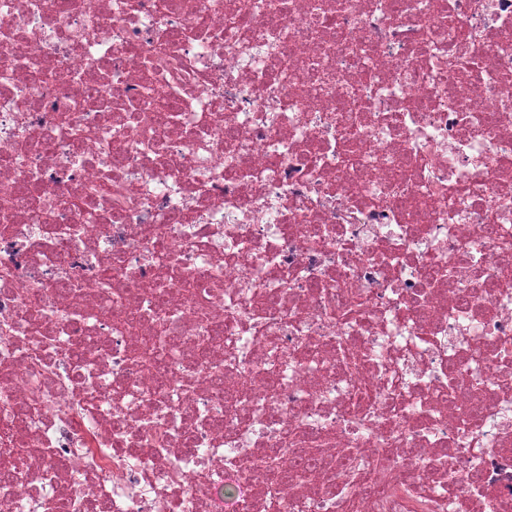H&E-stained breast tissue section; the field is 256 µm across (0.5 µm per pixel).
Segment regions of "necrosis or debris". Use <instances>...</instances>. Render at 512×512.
<instances>
[{
    "label": "necrosis or debris",
    "instance_id": "4bbe7bcc",
    "mask_svg": "<svg viewBox=\"0 0 512 512\" xmlns=\"http://www.w3.org/2000/svg\"><path fill=\"white\" fill-rule=\"evenodd\" d=\"M56 2L0 0V512H512V0Z\"/></svg>",
    "mask_w": 512,
    "mask_h": 512
}]
</instances>
